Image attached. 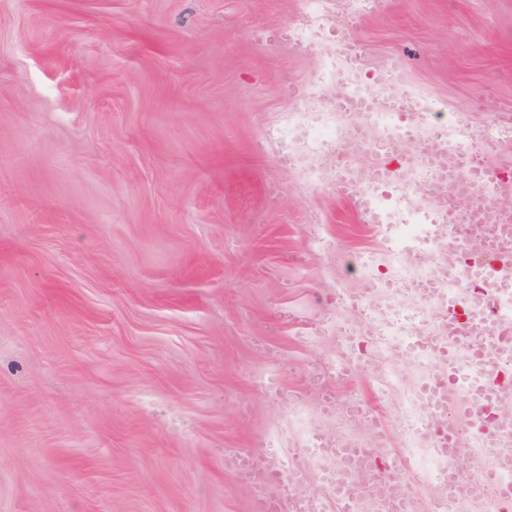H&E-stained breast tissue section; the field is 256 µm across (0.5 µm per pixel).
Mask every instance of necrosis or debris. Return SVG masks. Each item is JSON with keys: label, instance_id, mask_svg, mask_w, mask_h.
Segmentation results:
<instances>
[{"label": "necrosis or debris", "instance_id": "obj_1", "mask_svg": "<svg viewBox=\"0 0 512 512\" xmlns=\"http://www.w3.org/2000/svg\"><path fill=\"white\" fill-rule=\"evenodd\" d=\"M330 4L303 0V22L280 33V41L294 49L318 44L330 32ZM336 82L342 94L324 97ZM377 84L384 90L378 104L336 54L324 56L295 106L263 127L262 143L279 162L297 166L304 185L316 188L328 179L359 194L362 222L383 228L388 277H378L370 261L351 260L369 282L365 296L349 300L372 326L368 340L375 355L367 363L389 387L393 378L379 354L402 350L418 362L423 385L400 390L398 424L425 478L445 489L434 512H494V500L449 494L456 464L446 442L455 439L471 466L494 465L501 483L512 486V415L486 412L488 404L512 400L492 383L488 367L492 361L512 364V274L505 270L512 260V178L487 167L463 118L425 126L422 91L387 93L383 75ZM387 185L393 188L389 197L380 192ZM460 249L494 254L499 267L492 275L482 268L470 273L482 288L469 317L452 326L444 315L430 319L427 309L444 311L455 298L463 279L449 275L448 257ZM451 371L471 414L460 428L448 418ZM289 408L312 459L327 462L326 489L349 485V512H405L411 492L370 466L372 445L320 435L308 429L301 403Z\"/></svg>", "mask_w": 512, "mask_h": 512}]
</instances>
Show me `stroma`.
I'll list each match as a JSON object with an SVG mask.
<instances>
[{"label":"stroma","mask_w":512,"mask_h":512,"mask_svg":"<svg viewBox=\"0 0 512 512\" xmlns=\"http://www.w3.org/2000/svg\"><path fill=\"white\" fill-rule=\"evenodd\" d=\"M299 19V0H0V512H256L225 466L241 452L288 453L295 496H323L288 403L318 410L336 339L314 329L381 235L262 146L315 75L318 49L275 39ZM336 28L364 75L473 129L512 114V0H336ZM340 390L383 425L378 471L411 479L399 397L364 368Z\"/></svg>","instance_id":"35a3bbf8"}]
</instances>
